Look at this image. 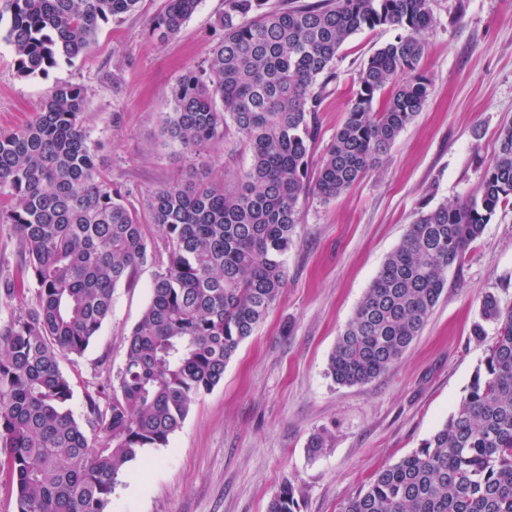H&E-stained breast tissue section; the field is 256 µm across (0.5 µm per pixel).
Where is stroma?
Returning a JSON list of instances; mask_svg holds the SVG:
<instances>
[{
  "mask_svg": "<svg viewBox=\"0 0 512 512\" xmlns=\"http://www.w3.org/2000/svg\"><path fill=\"white\" fill-rule=\"evenodd\" d=\"M429 4L437 25L420 62L432 82L427 105L381 165L344 196L302 202L279 302L168 444L147 449L119 476L108 512H268L287 482L297 488L298 512H339L379 467L420 448L457 409L488 347L471 334L483 296L492 292L512 305L511 208L486 224L464 263L449 271L423 331L394 368L355 386L327 374L338 336L417 209L475 194L501 129L512 124V0ZM163 6L140 0L135 13L102 24L73 62L35 78L18 74L0 41V131L32 120L56 86L79 84L88 143L130 204L144 209L152 190L186 177L160 126L173 109L178 76L211 58L224 0H201L181 32L161 44L149 26ZM395 35L366 30L342 46L318 112L315 154L344 121L364 61ZM247 163L238 135L228 131L210 158V176L232 182ZM145 231L154 261L115 288L111 313L88 349L60 363L77 419L85 417L86 393L111 384L122 369L126 337L168 256L158 228L149 223ZM315 434L325 440L317 454L308 449Z\"/></svg>",
  "mask_w": 512,
  "mask_h": 512,
  "instance_id": "obj_1",
  "label": "stroma"
}]
</instances>
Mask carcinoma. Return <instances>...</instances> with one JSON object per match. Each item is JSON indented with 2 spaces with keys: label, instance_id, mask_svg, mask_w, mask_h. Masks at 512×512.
Listing matches in <instances>:
<instances>
[{
  "label": "carcinoma",
  "instance_id": "cac0c4a2",
  "mask_svg": "<svg viewBox=\"0 0 512 512\" xmlns=\"http://www.w3.org/2000/svg\"><path fill=\"white\" fill-rule=\"evenodd\" d=\"M199 0H166L151 24L175 37ZM139 0H0V38L22 76L77 58L101 24ZM429 0H315L271 8L226 0L207 65L181 74L165 142L199 161L153 190L151 223L168 261L127 337L112 387L86 394L87 435L69 408L60 362L81 355L112 309V294L153 258L137 210L99 169L82 126L84 89L58 85L24 127L0 132V195L33 285L27 312L0 330V473L17 512H107L114 486L147 448L168 444L197 398L217 386L239 345L278 302L302 197L345 194L375 169L421 112L431 80L419 68ZM400 30L359 70L347 115L313 162L317 112L344 43L364 30ZM234 128L250 156L232 183L207 176V157ZM512 206V126L476 194L420 211L338 336L327 374L368 383L421 333L497 211ZM496 335L457 410L421 447L379 468L340 512H512V306L484 295L471 331ZM284 483L268 512H297Z\"/></svg>",
  "mask_w": 512,
  "mask_h": 512
}]
</instances>
